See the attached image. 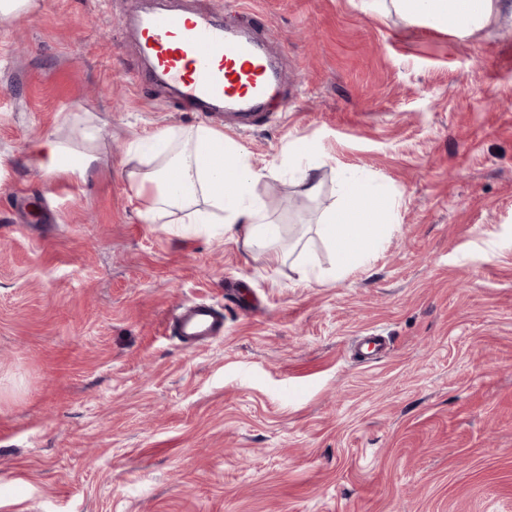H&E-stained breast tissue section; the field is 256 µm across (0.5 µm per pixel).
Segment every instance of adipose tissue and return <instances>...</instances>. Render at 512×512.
Returning <instances> with one entry per match:
<instances>
[{
    "instance_id": "1",
    "label": "adipose tissue",
    "mask_w": 512,
    "mask_h": 512,
    "mask_svg": "<svg viewBox=\"0 0 512 512\" xmlns=\"http://www.w3.org/2000/svg\"><path fill=\"white\" fill-rule=\"evenodd\" d=\"M404 15L427 19L434 27L463 37L488 26L497 14L498 0H391ZM149 154L151 166L141 179L138 195L149 197L146 223L220 224L243 237L244 246L263 245L271 261H279L280 234L268 221L253 187L261 175L240 145L223 132L200 125L168 129L156 137ZM393 207L391 199L369 197L360 183L349 185L345 198L318 224L337 265L361 264L380 240L381 220Z\"/></svg>"
}]
</instances>
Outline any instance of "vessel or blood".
Masks as SVG:
<instances>
[{
  "label": "vessel or blood",
  "mask_w": 512,
  "mask_h": 512,
  "mask_svg": "<svg viewBox=\"0 0 512 512\" xmlns=\"http://www.w3.org/2000/svg\"><path fill=\"white\" fill-rule=\"evenodd\" d=\"M147 79L173 85L185 109L210 119L224 104L241 109L270 106L277 98L273 64L258 39L235 35L224 15L207 8L164 7L137 22ZM166 332L188 348L224 334V314L213 303L191 301L170 314Z\"/></svg>",
  "instance_id": "obj_1"
}]
</instances>
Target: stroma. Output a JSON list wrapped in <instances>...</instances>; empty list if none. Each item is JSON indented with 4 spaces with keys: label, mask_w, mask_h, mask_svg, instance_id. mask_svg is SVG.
<instances>
[{
    "label": "stroma",
    "mask_w": 512,
    "mask_h": 512,
    "mask_svg": "<svg viewBox=\"0 0 512 512\" xmlns=\"http://www.w3.org/2000/svg\"><path fill=\"white\" fill-rule=\"evenodd\" d=\"M205 2L265 19L287 88L250 132L210 122L262 174L277 263L143 221L132 144L201 120L140 79L141 0L0 19V512H512V9L461 38L390 0ZM355 177L395 204L338 271L316 225ZM193 299L224 335L187 349L164 322Z\"/></svg>",
    "instance_id": "stroma-1"
}]
</instances>
